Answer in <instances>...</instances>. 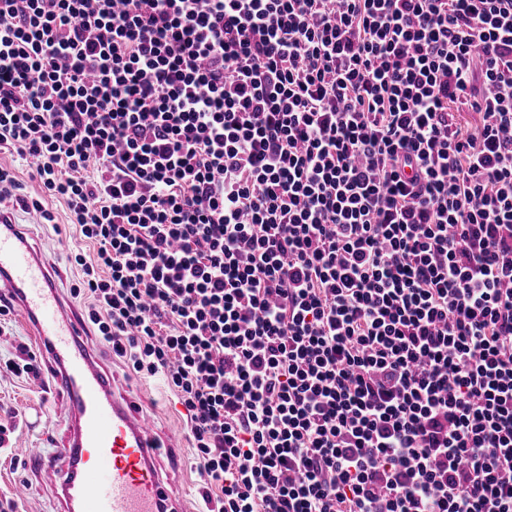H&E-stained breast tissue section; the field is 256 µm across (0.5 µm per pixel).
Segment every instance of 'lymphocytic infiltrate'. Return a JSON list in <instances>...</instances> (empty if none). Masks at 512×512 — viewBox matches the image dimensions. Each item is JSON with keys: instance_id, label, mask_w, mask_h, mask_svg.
<instances>
[{"instance_id": "1", "label": "lymphocytic infiltrate", "mask_w": 512, "mask_h": 512, "mask_svg": "<svg viewBox=\"0 0 512 512\" xmlns=\"http://www.w3.org/2000/svg\"><path fill=\"white\" fill-rule=\"evenodd\" d=\"M0 154L215 512H512V0H0ZM0 163H2V166L12 168L15 175L17 176L21 187V190H19L17 193L32 196L40 193L38 183L36 181H32L28 176L29 168L25 160L19 158L18 156L11 157L8 154H2Z\"/></svg>"}]
</instances>
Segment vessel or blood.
Wrapping results in <instances>:
<instances>
[{
	"instance_id": "obj_1",
	"label": "vessel or blood",
	"mask_w": 512,
	"mask_h": 512,
	"mask_svg": "<svg viewBox=\"0 0 512 512\" xmlns=\"http://www.w3.org/2000/svg\"><path fill=\"white\" fill-rule=\"evenodd\" d=\"M47 342L53 390L63 393L67 436L59 456L13 452L54 478L60 512H186L163 475L151 416L111 379L86 322L63 296L50 261L25 229L0 212V296Z\"/></svg>"
}]
</instances>
